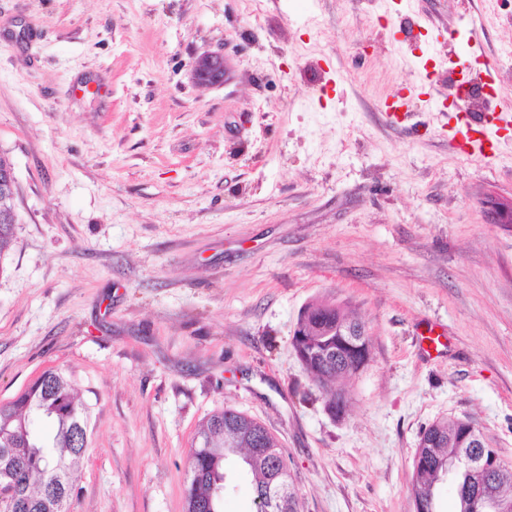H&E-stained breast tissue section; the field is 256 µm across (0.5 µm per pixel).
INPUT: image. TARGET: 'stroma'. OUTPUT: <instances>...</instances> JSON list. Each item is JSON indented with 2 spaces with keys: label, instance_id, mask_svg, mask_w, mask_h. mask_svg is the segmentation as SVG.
<instances>
[{
  "label": "stroma",
  "instance_id": "obj_1",
  "mask_svg": "<svg viewBox=\"0 0 512 512\" xmlns=\"http://www.w3.org/2000/svg\"><path fill=\"white\" fill-rule=\"evenodd\" d=\"M208 54L214 84L194 67ZM484 60L512 102V0H0L19 217L0 401L71 376L90 444L70 512H183L198 425L224 407L279 439L300 512H415L439 419L512 462V225L485 205L512 196V132L476 160L441 98L381 114ZM87 80L111 99L74 93ZM320 303L372 349L341 416L292 346Z\"/></svg>",
  "mask_w": 512,
  "mask_h": 512
}]
</instances>
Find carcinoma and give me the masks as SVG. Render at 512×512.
Here are the masks:
<instances>
[{"instance_id": "cac0c4a2", "label": "carcinoma", "mask_w": 512, "mask_h": 512, "mask_svg": "<svg viewBox=\"0 0 512 512\" xmlns=\"http://www.w3.org/2000/svg\"><path fill=\"white\" fill-rule=\"evenodd\" d=\"M346 312L336 308H317L298 318L303 335L293 337L294 350L312 380L326 391L327 407L336 411V365L327 364L340 350L336 323ZM32 416L47 420L52 433L42 441L31 435ZM87 422L86 408L74 394L71 379L58 369L43 371L13 400L0 401V446L12 444L13 466L0 463V483H15L27 497L44 505L49 483L59 470L66 475L67 490H72V474L84 456L75 448L77 422ZM459 422L439 420L421 431L416 450L411 491L422 499L421 512H441L437 484L451 476L459 490L456 512H483L473 495L464 490L473 486L468 466L460 461L464 449L458 439ZM264 439L266 454L256 450L254 436ZM283 461L281 481L289 480L288 453L275 436L253 418L232 408L211 413L199 425L196 443L189 456L190 482L185 489L184 512H224V494L239 477L250 479L256 512H299L297 493L286 502L267 496L274 472L271 454ZM500 512H512V466L504 470L498 483Z\"/></svg>"}]
</instances>
